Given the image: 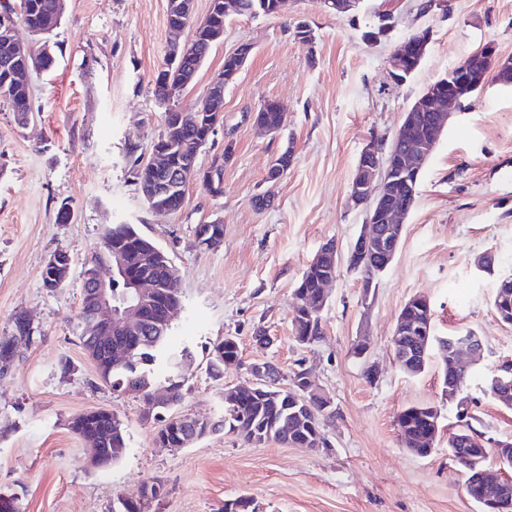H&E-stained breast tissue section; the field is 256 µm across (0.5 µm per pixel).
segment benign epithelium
Listing matches in <instances>:
<instances>
[{
    "label": "benign epithelium",
    "instance_id": "obj_1",
    "mask_svg": "<svg viewBox=\"0 0 512 512\" xmlns=\"http://www.w3.org/2000/svg\"><path fill=\"white\" fill-rule=\"evenodd\" d=\"M28 8L27 0H17L14 14L0 16V35L9 47L7 55L0 58V69L16 79L26 80L29 73L14 67L15 62L29 55L32 44L21 42L16 35L17 26L23 23ZM194 31L203 34L213 43L224 36V24L205 18L194 22ZM426 45L424 31H416L407 36L390 53L388 64L390 72L402 70V60L406 49H420ZM189 57V45L174 43L171 45L164 67L173 68L182 65ZM493 64L496 71L512 70V57H502L492 43L479 46L472 54ZM486 79H477V73L471 71V64L458 65L448 72V83L436 89L423 92L420 100L405 112L402 125L394 136L391 150L380 148L377 143H369L362 151L355 178L352 180L350 202L365 212L364 229L361 230L350 246V258L354 259L352 268L362 271L371 278L383 272L391 263L398 250L403 234L401 219L411 209L409 194L406 190L416 182V177L427 157L433 151L447 124L450 109L462 107L463 98L472 90L484 86ZM224 73H219L210 82L208 94V112L214 117L205 121L207 129L204 139L213 136L222 125L224 112ZM159 174V179L142 185L143 196L152 200L163 199L173 193L186 175L196 177L199 171L195 165L175 167L165 157V147L154 142L152 158L146 163ZM112 253V262L95 269L90 276L89 300L86 303L89 327L95 329V341L102 345L109 359L123 360L132 353L120 337L112 333H135L151 322L150 316L159 308L163 299L160 281L149 274H142L127 280L128 292L118 298L112 296V278L126 275V257L121 246L108 242ZM321 264L322 286H327L336 278L340 266L338 245L334 240L322 244L317 252ZM71 258L63 250L50 255L45 270L50 280L65 282L71 271ZM402 353L394 357L400 368L424 361L428 346L427 329L423 323H414L400 315L391 338ZM483 345L473 334L457 339L452 348L454 366H459L462 357L481 355ZM276 366L263 361L249 367L251 386L245 389L253 393L260 386L277 385L274 371ZM501 373L499 384L490 389L492 397L502 403L512 401V361L507 360L496 367ZM503 448L512 455V445L507 441H490L476 434L461 436L456 446L466 449L458 462L466 469L465 489L468 495L482 508V512H509L512 509V497L508 496V487L512 478L500 474L492 477L487 469L473 465L477 455L473 445Z\"/></svg>",
    "mask_w": 512,
    "mask_h": 512
}]
</instances>
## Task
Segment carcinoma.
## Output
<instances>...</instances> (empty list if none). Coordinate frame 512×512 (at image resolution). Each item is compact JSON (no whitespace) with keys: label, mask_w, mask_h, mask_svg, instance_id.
Returning <instances> with one entry per match:
<instances>
[{"label":"carcinoma","mask_w":512,"mask_h":512,"mask_svg":"<svg viewBox=\"0 0 512 512\" xmlns=\"http://www.w3.org/2000/svg\"><path fill=\"white\" fill-rule=\"evenodd\" d=\"M31 4L25 16V22L37 31L35 36V53L29 57V62L23 63L32 69H49L54 64V55L50 44V35L57 28L62 17L63 0H28ZM231 7L224 17L232 15L254 16L258 13L272 15L274 11L269 6L272 0H230ZM212 45L199 39L193 42L191 49V71H199L202 63L209 55ZM183 73L175 68L166 69L157 74L154 84V94L158 102L168 99V88L181 83ZM0 105L15 113L20 121L29 116V84L24 81L10 79L0 71ZM259 119L270 127L278 130L285 126L287 117L272 107L259 113ZM205 125L191 124L178 119L175 112L170 113V119L161 140L170 151L174 164L180 166L183 162L194 158L201 152V141ZM209 172L214 174V182L201 180L202 186L210 193H222L224 164L214 161ZM223 235V228L218 224H201L196 230V236L203 237L207 245L202 250H214L220 245L216 236ZM104 236L112 237L123 242L129 252L128 269L132 274L140 271L161 273L165 289L164 296L171 304L183 303V293L180 288V277L165 273V258L159 252V246L150 238L144 236L133 224H110L105 229ZM320 273L317 270H307L303 273L295 289L296 306L292 312V332L300 344H311L323 335L321 317L309 315L304 304L319 294ZM512 286V279L498 280L493 296V306L499 319L512 324V290L508 297L501 292L506 286ZM401 313L419 322L432 321V311L409 301L401 309ZM78 339L85 350L97 347L91 337L85 319V311H80ZM172 326L163 322L150 324L146 328L145 340L134 343L135 351L132 359L125 365H110L104 360H98L99 377L114 389L136 391L141 394L144 402H149L151 393L156 385L153 366L160 363L168 371L167 379L171 396L169 408L178 406L184 398V384L179 374L186 361L192 360V352L182 348L178 352L168 349L167 340ZM430 346L439 349L443 366L444 379L460 378L467 380V372L455 370L451 365L450 352L441 350V338L430 336ZM240 363V348L237 338L227 336L213 346L208 371L212 375L224 373V367ZM305 372L294 373V387L287 390H264L256 395L239 397L224 396V419L219 422H208L199 428V436L222 430L227 434H235L249 444H263L270 441L289 446L313 448L318 440L324 438V422L334 415L331 404L318 398L303 400L305 393L302 389ZM436 408L430 405H412L403 409L397 416L400 431L412 436L415 444L419 445L417 454L428 453V448L422 446L420 438L429 431L428 419ZM110 419H101L93 425L94 432L100 438V453L102 465L109 466L119 463L126 455L128 444L123 424L114 425ZM184 441L181 426L171 421L164 429L157 432L155 442L163 448H179Z\"/></svg>","instance_id":"cac0c4a2"}]
</instances>
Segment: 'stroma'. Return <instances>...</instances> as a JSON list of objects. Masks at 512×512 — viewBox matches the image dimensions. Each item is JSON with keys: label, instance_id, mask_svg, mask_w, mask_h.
Masks as SVG:
<instances>
[{"label": "stroma", "instance_id": "35a3bbf8", "mask_svg": "<svg viewBox=\"0 0 512 512\" xmlns=\"http://www.w3.org/2000/svg\"><path fill=\"white\" fill-rule=\"evenodd\" d=\"M166 0H64L50 37L55 63L30 73L33 117L21 125L0 108V338L26 315L31 340L0 362V492L19 512H112L118 497L161 480L164 498L149 512H224L239 496L257 512H480L465 489L462 467L448 454L460 424L457 404L443 394L438 355L418 375L395 365L391 337L404 304L426 296L435 335L469 329L480 336L482 360L464 394L473 429L512 441V409L484 390V377L512 359V325L493 305L498 279L512 272V86L488 81L463 106L436 145L418 182L397 254L364 292L360 273L340 265L320 316L324 335L310 345L292 333L294 290L322 243L347 252L364 223L349 201L359 155L390 139L423 90L480 45L512 56V0H362L350 14L321 0H290L277 15L231 16L182 99L204 98L224 58L241 43L253 52L224 93V124L198 157L201 170L224 160L223 191L190 182L183 208L157 214L134 185V161H148L164 130L165 108L155 77L170 33ZM393 27L365 40L377 16ZM313 31L312 45L295 36ZM419 29L431 40L418 69L394 82L388 57ZM279 101L288 125L281 135L257 132L254 114ZM293 163L271 180L267 171L285 147ZM264 196L269 206H255ZM69 220L57 217L60 206ZM220 222L221 245L196 246L199 225ZM125 222L154 240L181 277L183 312L170 343L189 347L181 415L217 419L224 391L247 383L248 368L275 363L279 384L293 387L307 371L330 399L328 447L277 442L252 445L217 432L189 447L154 442L160 428L134 393L102 382L78 340L82 271L105 225ZM58 250L72 259L64 287L44 288L41 271ZM490 254L492 272L474 262ZM264 329L271 345L255 341ZM239 340L241 362L209 374L214 344ZM368 351L356 355L357 341ZM417 404L440 412L433 452L408 451L397 414ZM107 409L126 426L128 452L108 468L85 462L84 442L70 429L79 413Z\"/></svg>", "mask_w": 512, "mask_h": 512}]
</instances>
